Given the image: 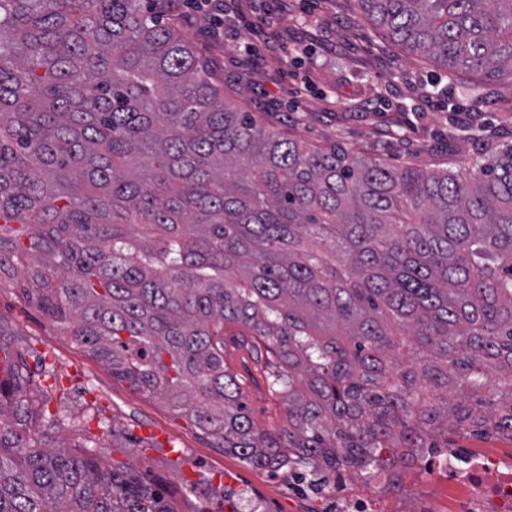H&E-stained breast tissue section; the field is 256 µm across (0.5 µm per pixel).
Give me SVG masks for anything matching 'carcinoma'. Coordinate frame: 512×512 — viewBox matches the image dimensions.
Returning <instances> with one entry per match:
<instances>
[{"label":"carcinoma","instance_id":"carcinoma-1","mask_svg":"<svg viewBox=\"0 0 512 512\" xmlns=\"http://www.w3.org/2000/svg\"><path fill=\"white\" fill-rule=\"evenodd\" d=\"M471 92L512 81V0H358ZM173 0H0V280L215 447L316 485L388 448L512 434V147L474 174L358 160L224 98ZM276 358L254 426L224 325ZM0 320V512H178L28 389ZM347 337L350 345L341 342Z\"/></svg>","mask_w":512,"mask_h":512}]
</instances>
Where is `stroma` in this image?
Masks as SVG:
<instances>
[{
	"label": "stroma",
	"mask_w": 512,
	"mask_h": 512,
	"mask_svg": "<svg viewBox=\"0 0 512 512\" xmlns=\"http://www.w3.org/2000/svg\"><path fill=\"white\" fill-rule=\"evenodd\" d=\"M223 39L208 15L181 17V32L223 80L225 97L281 135L393 166L474 165L483 144L512 145V84L492 86L484 106L465 81L449 79L363 22L357 0H224ZM0 320L14 333L36 383H50L51 411L86 419L52 446H93L107 466L163 488L179 512H228L224 480L257 487L265 512H318L322 500L284 489L166 403L134 391L52 327L11 284L0 285ZM224 329V360L244 390L257 428L286 425L262 365Z\"/></svg>",
	"instance_id": "stroma-1"
}]
</instances>
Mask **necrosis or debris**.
<instances>
[{"label": "necrosis or debris", "mask_w": 512, "mask_h": 512, "mask_svg": "<svg viewBox=\"0 0 512 512\" xmlns=\"http://www.w3.org/2000/svg\"><path fill=\"white\" fill-rule=\"evenodd\" d=\"M410 464L414 474L434 483V498L412 507L399 499L386 508L379 498L354 489L337 497L328 512H512V459H503L498 449L481 448L466 457L452 448L432 458L416 452Z\"/></svg>", "instance_id": "1"}]
</instances>
